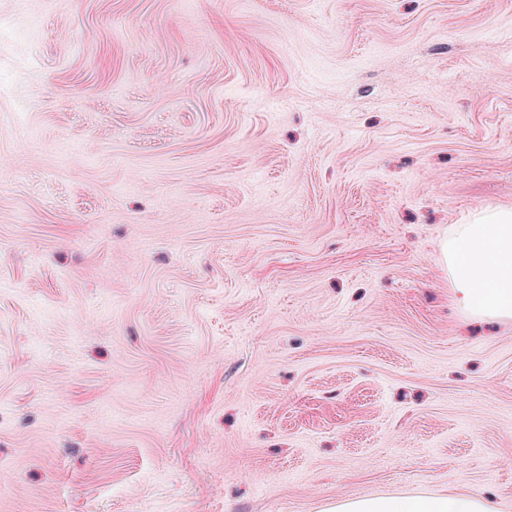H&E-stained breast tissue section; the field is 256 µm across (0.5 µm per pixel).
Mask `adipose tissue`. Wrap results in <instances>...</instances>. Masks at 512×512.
<instances>
[{"mask_svg":"<svg viewBox=\"0 0 512 512\" xmlns=\"http://www.w3.org/2000/svg\"><path fill=\"white\" fill-rule=\"evenodd\" d=\"M454 298L474 316L512 319V208L497 207L456 225L441 244ZM329 512H492L477 496L362 497L336 502Z\"/></svg>","mask_w":512,"mask_h":512,"instance_id":"adipose-tissue-1","label":"adipose tissue"}]
</instances>
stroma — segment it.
Returning <instances> with one entry per match:
<instances>
[{
  "label": "stroma",
  "instance_id": "obj_1",
  "mask_svg": "<svg viewBox=\"0 0 512 512\" xmlns=\"http://www.w3.org/2000/svg\"><path fill=\"white\" fill-rule=\"evenodd\" d=\"M512 0H0V512H512ZM454 298L474 316L512 319V208L497 207L457 224L441 244ZM327 512H493L488 503L468 493L438 496L362 497L337 501Z\"/></svg>",
  "mask_w": 512,
  "mask_h": 512
}]
</instances>
